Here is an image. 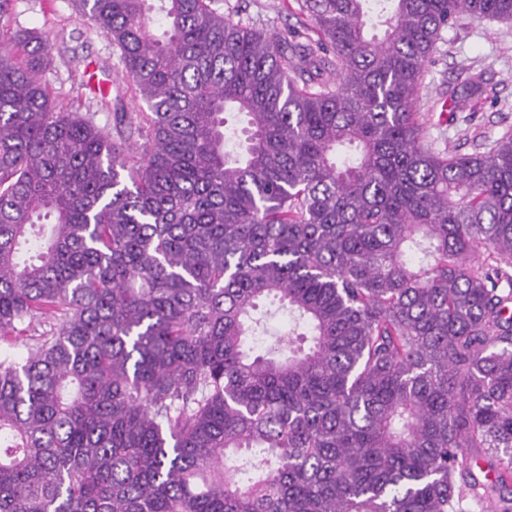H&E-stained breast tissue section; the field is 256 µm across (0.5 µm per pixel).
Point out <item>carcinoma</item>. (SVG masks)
Masks as SVG:
<instances>
[{
  "mask_svg": "<svg viewBox=\"0 0 512 512\" xmlns=\"http://www.w3.org/2000/svg\"><path fill=\"white\" fill-rule=\"evenodd\" d=\"M0 0V512H512V134L426 139L442 33L512 0H75L145 110L112 130ZM336 81H331V76ZM457 112L484 92L465 69ZM245 118L226 149L225 114ZM293 331L256 354L259 302ZM483 448L494 479L474 471ZM243 18H251L257 28L291 39L289 33L297 26L299 5L297 0H247ZM56 324V320L50 316H42L35 320L26 330L19 334L20 338L13 348L11 355L16 360H21L26 356L27 345L33 343V338L43 332L51 330Z\"/></svg>",
  "mask_w": 512,
  "mask_h": 512,
  "instance_id": "obj_1",
  "label": "carcinoma"
}]
</instances>
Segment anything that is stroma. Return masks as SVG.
I'll list each match as a JSON object with an SVG mask.
<instances>
[{
    "label": "stroma",
    "mask_w": 512,
    "mask_h": 512,
    "mask_svg": "<svg viewBox=\"0 0 512 512\" xmlns=\"http://www.w3.org/2000/svg\"><path fill=\"white\" fill-rule=\"evenodd\" d=\"M297 0H247V17L267 33L288 37L297 25ZM13 25L49 31L52 43L45 70L48 82L61 96L82 97V113L111 127L113 105L101 102L102 93L122 96L125 111L139 103L125 92L119 51L92 30L71 0H15ZM482 74L485 92L461 112H440L431 104L453 89L461 69ZM417 106L428 113V140L448 144L461 155L487 152L504 134H512V23L463 17L443 33L419 90Z\"/></svg>",
    "instance_id": "35a3bbf8"
}]
</instances>
